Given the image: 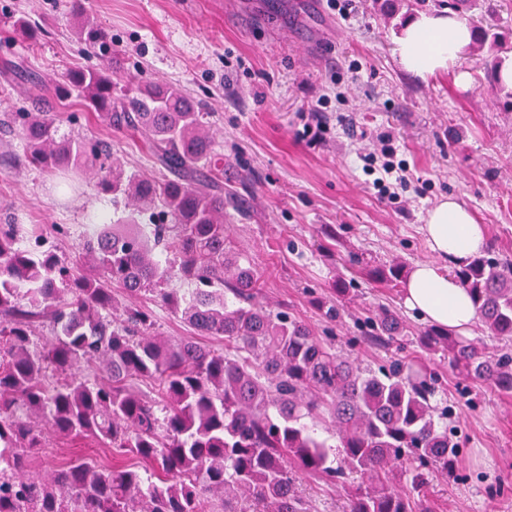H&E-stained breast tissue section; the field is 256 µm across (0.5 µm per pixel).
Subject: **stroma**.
Wrapping results in <instances>:
<instances>
[{
    "label": "stroma",
    "instance_id": "1",
    "mask_svg": "<svg viewBox=\"0 0 512 512\" xmlns=\"http://www.w3.org/2000/svg\"><path fill=\"white\" fill-rule=\"evenodd\" d=\"M67 0H0V115L18 111L28 76L54 86L85 66L111 67L123 92L135 79L180 86L201 102L217 149L224 154V189L246 198L248 219L226 235L264 275V294L301 316L345 353L377 365L389 357H418L444 374L440 398L453 406L464 482L434 481L435 512H512V397L477 385L463 396L448 359L427 351V323L403 304L402 288L384 277L394 264L411 269L432 259L422 232L428 212L452 196L484 224L487 249L512 256V110L491 92L486 62L512 57V0H496L503 44L498 53L470 49L461 69L420 78L393 55V36L420 11L415 0H351L349 18L311 0H84L109 36L107 50L87 54L72 32ZM41 21L36 43L16 35L15 18ZM327 99L326 129L315 140L303 132L310 108ZM62 131L111 143L125 170L158 172L134 137L88 118L77 98L66 100ZM393 137L410 185L398 203L381 199L362 156L379 133ZM19 140L0 136V217L44 228L61 224V258L77 259L80 233L91 212H111V194L83 182L61 190L58 173L17 166ZM335 229V239L321 233ZM349 289L344 312L325 322L313 298L328 295L336 277ZM385 305L408 327L403 348L384 351L357 342L355 316ZM104 461L111 449L51 440L33 454L30 477L76 454Z\"/></svg>",
    "mask_w": 512,
    "mask_h": 512
}]
</instances>
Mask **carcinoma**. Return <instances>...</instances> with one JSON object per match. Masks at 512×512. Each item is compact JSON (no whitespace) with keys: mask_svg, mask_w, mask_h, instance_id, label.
<instances>
[{"mask_svg":"<svg viewBox=\"0 0 512 512\" xmlns=\"http://www.w3.org/2000/svg\"><path fill=\"white\" fill-rule=\"evenodd\" d=\"M71 9L85 49L107 47L81 0ZM448 9L477 44H500L489 0ZM64 79L89 114L142 142L160 178L125 171L104 142L59 133L60 105L36 82L31 109L0 120L68 188L90 174L124 201L112 223L84 225L75 262L41 225L0 224V512H320L305 477L341 488L342 512H432L433 478H464L438 375L405 357L374 369L267 301L262 273L226 243L224 224L250 206L224 193V154L199 102L146 80L114 95L94 67ZM458 277L504 345L491 353L433 328L427 349L512 396V259L475 256ZM345 293L320 304L326 320ZM147 295L220 344L157 335L154 311L131 303ZM362 323L361 340L379 348L406 335L384 305ZM52 436L110 448L112 462L76 457L32 479L29 457Z\"/></svg>","mask_w":512,"mask_h":512,"instance_id":"1","label":"carcinoma"}]
</instances>
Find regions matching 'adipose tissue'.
Listing matches in <instances>:
<instances>
[{
  "label": "adipose tissue",
  "instance_id": "ef3b65f1",
  "mask_svg": "<svg viewBox=\"0 0 512 512\" xmlns=\"http://www.w3.org/2000/svg\"><path fill=\"white\" fill-rule=\"evenodd\" d=\"M472 43L470 26L456 16L421 13L399 29L394 54L405 71L424 78L457 69ZM424 233L437 259L410 270L404 304L432 325L468 335L476 311L456 272L485 247V228L467 207L450 197L430 210Z\"/></svg>",
  "mask_w": 512,
  "mask_h": 512
}]
</instances>
